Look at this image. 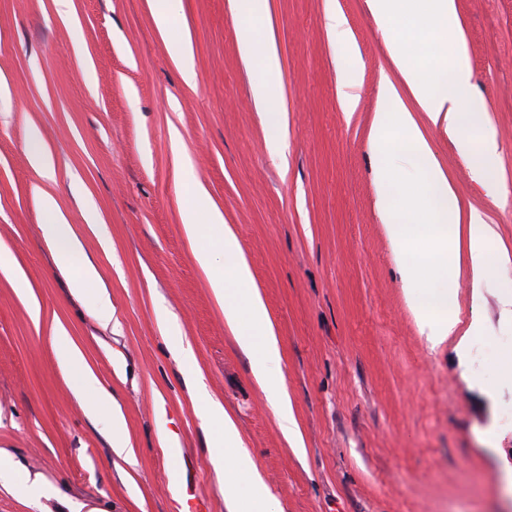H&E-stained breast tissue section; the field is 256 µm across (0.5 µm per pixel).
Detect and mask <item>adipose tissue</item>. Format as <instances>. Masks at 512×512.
Here are the masks:
<instances>
[{"label":"adipose tissue","mask_w":512,"mask_h":512,"mask_svg":"<svg viewBox=\"0 0 512 512\" xmlns=\"http://www.w3.org/2000/svg\"><path fill=\"white\" fill-rule=\"evenodd\" d=\"M369 6L381 29H390L393 22L403 20L437 46L435 54L427 59L392 48V62L406 89L398 91L391 81H383V109L373 116L369 143L383 154L376 170L380 186L377 205L384 216L386 233L400 255V274L407 296L429 340L440 342L453 336L459 323L455 312V243L460 227H469L474 277L482 279L493 258L492 211L501 207L503 200L493 193L489 208L463 209L435 158L424 127L429 124L454 135L473 176L492 186L497 174L491 120L473 94L467 56L448 47L449 34L459 26L454 0H369ZM267 12V0H237V13L243 18L237 27V38L245 55L260 59L263 66L265 78L256 87L255 96L264 106L270 145L280 153L285 146V116L269 102L270 88L278 75L277 58L270 47H258L251 28L252 22L265 19ZM407 95L415 100L417 111L406 107L403 98ZM32 166L40 179L36 193L46 218L43 234L55 242L59 259L68 261L81 252L82 241L59 205L58 179L50 152L35 149ZM397 174L422 184L419 201L400 205L392 188ZM180 219L193 244V257L224 310V324L247 358L280 431L285 438H296L298 426L288 405L278 340L236 233L225 224L222 211L199 182L189 186L180 206ZM425 280L436 281V288L421 290L420 284ZM48 334L61 362L80 380L85 410L92 414L111 412L113 453L126 459L133 457L135 450L125 419L111 393L100 385L60 322H51ZM198 402L208 426L210 459L225 471L224 502L229 512H276V500L222 401L204 395Z\"/></svg>","instance_id":"obj_1"}]
</instances>
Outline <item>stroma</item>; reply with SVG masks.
<instances>
[{
  "label": "stroma",
  "mask_w": 512,
  "mask_h": 512,
  "mask_svg": "<svg viewBox=\"0 0 512 512\" xmlns=\"http://www.w3.org/2000/svg\"><path fill=\"white\" fill-rule=\"evenodd\" d=\"M457 43L490 115L498 177L491 265L474 287L459 245L458 330L421 333L377 207L368 142L378 85L395 76L390 36L367 0H268L287 116L285 160L254 97L264 74L241 52L233 0H182L161 36L147 0H0V250L30 283L0 275V451L39 479L33 499L0 482V512H172L190 489L227 512L197 386L221 399L281 512H512V0H455ZM347 20L361 84L340 107L349 61L325 28ZM190 36L197 84L170 45ZM184 169L176 171L172 131ZM49 145L83 255L58 267L26 143ZM463 206L483 207L453 136L427 128ZM209 190L237 233L274 322L298 425L281 434L192 258L182 182ZM96 281L75 288L83 260ZM40 310L33 318L32 310ZM60 321L118 400L136 451L114 456L108 414H87L46 324ZM186 337L193 359L175 355Z\"/></svg>",
  "instance_id": "stroma-1"
}]
</instances>
